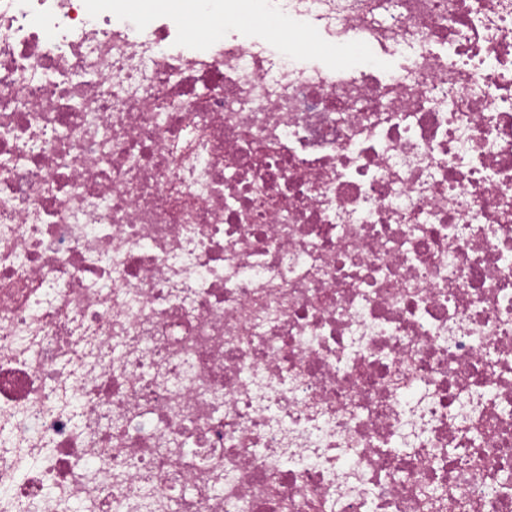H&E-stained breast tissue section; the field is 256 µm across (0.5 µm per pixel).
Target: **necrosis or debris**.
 <instances>
[{"label":"necrosis or debris","mask_w":512,"mask_h":512,"mask_svg":"<svg viewBox=\"0 0 512 512\" xmlns=\"http://www.w3.org/2000/svg\"><path fill=\"white\" fill-rule=\"evenodd\" d=\"M150 8L0 0V512H512V0Z\"/></svg>","instance_id":"1"}]
</instances>
